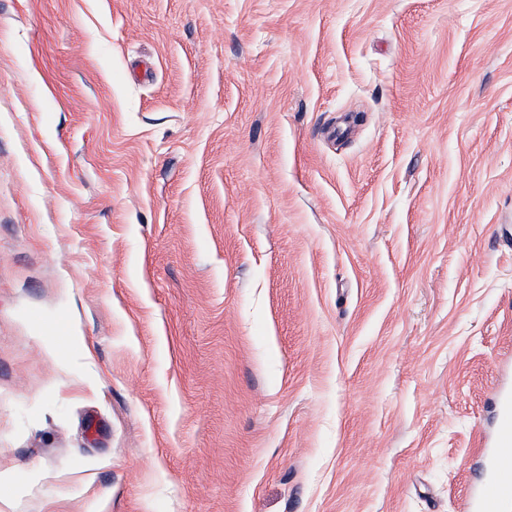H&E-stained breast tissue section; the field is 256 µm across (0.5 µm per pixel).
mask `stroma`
Instances as JSON below:
<instances>
[{
	"label": "stroma",
	"mask_w": 512,
	"mask_h": 512,
	"mask_svg": "<svg viewBox=\"0 0 512 512\" xmlns=\"http://www.w3.org/2000/svg\"><path fill=\"white\" fill-rule=\"evenodd\" d=\"M509 238L512 0H0V512H460Z\"/></svg>",
	"instance_id": "obj_1"
}]
</instances>
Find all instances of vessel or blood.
Here are the masks:
<instances>
[{
	"instance_id": "1",
	"label": "vessel or blood",
	"mask_w": 512,
	"mask_h": 512,
	"mask_svg": "<svg viewBox=\"0 0 512 512\" xmlns=\"http://www.w3.org/2000/svg\"><path fill=\"white\" fill-rule=\"evenodd\" d=\"M496 406L491 438L479 448L487 475L475 496L466 499L465 512H507L512 507V396L497 395Z\"/></svg>"
}]
</instances>
